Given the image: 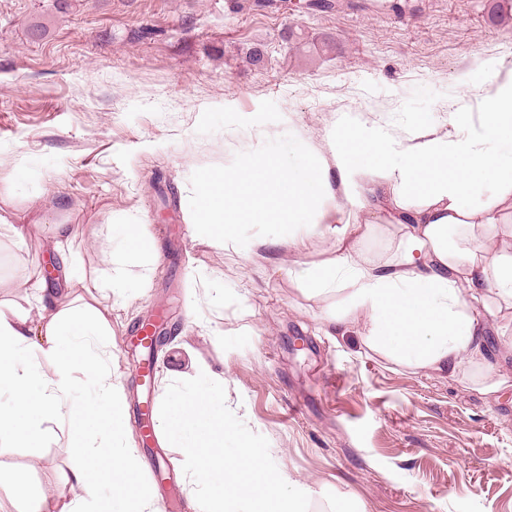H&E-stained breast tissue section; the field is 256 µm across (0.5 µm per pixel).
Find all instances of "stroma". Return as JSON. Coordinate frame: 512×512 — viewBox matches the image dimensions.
<instances>
[{
  "label": "stroma",
  "mask_w": 512,
  "mask_h": 512,
  "mask_svg": "<svg viewBox=\"0 0 512 512\" xmlns=\"http://www.w3.org/2000/svg\"><path fill=\"white\" fill-rule=\"evenodd\" d=\"M494 2L0 0V213L28 235L0 239V303L36 314L35 274L66 289L43 222L72 226L88 288L121 240L102 226L146 225L150 274L112 303V371L164 512H198L184 453L142 442L133 421L199 360L224 370L228 408L268 439L277 467L310 486L309 512L340 499L362 512H512V387L482 393L480 368L451 378L393 363L366 347L360 321L331 333L342 295L300 279L336 257V186L326 223L253 253L212 246L189 209L194 170L287 132L326 158L345 114L404 138L446 130L452 108L479 114L474 82L512 63V20L494 18ZM258 44L268 58L254 66ZM158 312L167 339L150 391L128 337ZM87 455L56 418L43 447H0V471L60 493Z\"/></svg>",
  "instance_id": "1"
}]
</instances>
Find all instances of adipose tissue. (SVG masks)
I'll return each instance as SVG.
<instances>
[{
  "label": "adipose tissue",
  "instance_id": "ef3b65f1",
  "mask_svg": "<svg viewBox=\"0 0 512 512\" xmlns=\"http://www.w3.org/2000/svg\"><path fill=\"white\" fill-rule=\"evenodd\" d=\"M448 123L449 133L408 144L381 127L338 121L332 159L349 237L375 218L403 234L385 263L339 238L333 262L300 276L312 291L344 292L330 322L362 318L369 349L456 376L488 362L481 312L512 310V227L502 223L512 212V68L492 69L478 117L453 111ZM30 288L37 319L0 305V393L13 400L0 408V445L41 447L54 415L68 417L76 447L105 432L113 442L90 450L69 493L3 480L0 493L18 512H161L123 442L124 387L100 355L112 346V300L125 292V276H108L92 304L75 292L47 295L40 279ZM76 371L93 379L100 401L73 403ZM102 485L111 497H97Z\"/></svg>",
  "mask_w": 512,
  "mask_h": 512
}]
</instances>
